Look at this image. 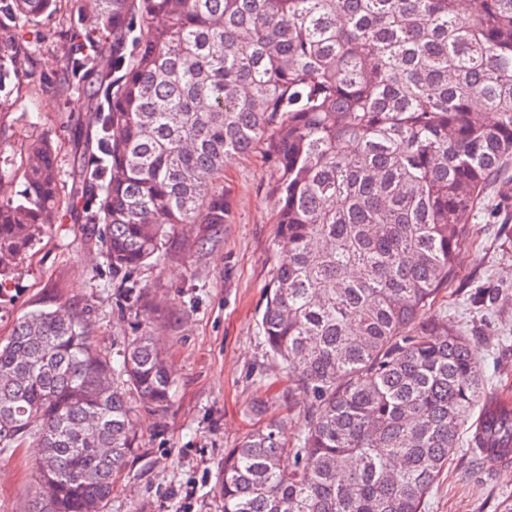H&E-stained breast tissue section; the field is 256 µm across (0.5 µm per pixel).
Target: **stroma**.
Instances as JSON below:
<instances>
[{
    "mask_svg": "<svg viewBox=\"0 0 512 512\" xmlns=\"http://www.w3.org/2000/svg\"><path fill=\"white\" fill-rule=\"evenodd\" d=\"M69 0L21 23L0 12V47L40 40L44 53L12 71L0 95V173L6 197L22 189L24 157L46 138L57 152L61 194L72 184V119L78 99L46 92L57 78L56 55ZM266 146L227 161L220 185L224 221L177 230L164 264L133 278L146 294L134 306L112 282L97 229L57 217L0 292V339L24 312L59 300L82 312L97 348L110 355L134 329L155 330L175 370L166 412L139 411L140 447L131 457L106 512H220L216 482L224 451L273 417L288 416L299 397L270 359L260 329L267 286L284 249L275 224ZM470 234L450 286L430 312L448 318L480 341L488 393L512 390V202L489 194L485 211L467 216ZM40 450L24 443L0 454V512H27ZM512 504V470L495 471L470 440L461 446L427 499L425 512H503Z\"/></svg>",
    "mask_w": 512,
    "mask_h": 512,
    "instance_id": "stroma-1",
    "label": "stroma"
}]
</instances>
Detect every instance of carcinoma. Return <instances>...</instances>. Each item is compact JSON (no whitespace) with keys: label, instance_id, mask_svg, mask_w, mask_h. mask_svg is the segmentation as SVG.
<instances>
[{"label":"carcinoma","instance_id":"1","mask_svg":"<svg viewBox=\"0 0 512 512\" xmlns=\"http://www.w3.org/2000/svg\"><path fill=\"white\" fill-rule=\"evenodd\" d=\"M58 0H0L23 23ZM56 94L87 102L72 196L112 281L163 263L186 224L224 223V162L263 142L288 244L261 318L292 369L296 442L272 419L224 451L222 512H422L486 403L481 347L421 318L461 260L466 212L512 188V0H74ZM35 50L15 46V69ZM61 204L56 152L28 149L0 203V291ZM174 374L149 332L102 355L80 311L24 313L0 341V451L43 448L29 512H104L139 448L130 397L164 412Z\"/></svg>","mask_w":512,"mask_h":512}]
</instances>
